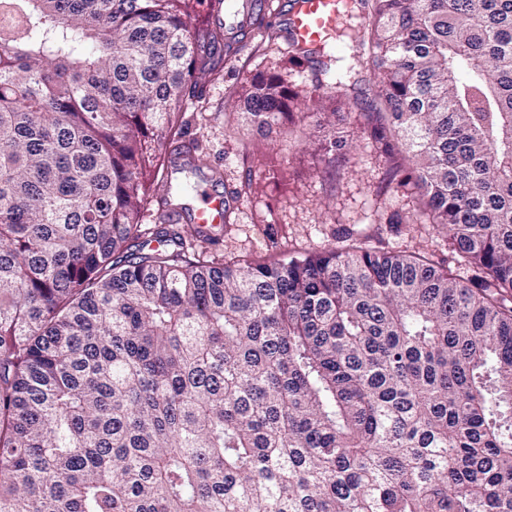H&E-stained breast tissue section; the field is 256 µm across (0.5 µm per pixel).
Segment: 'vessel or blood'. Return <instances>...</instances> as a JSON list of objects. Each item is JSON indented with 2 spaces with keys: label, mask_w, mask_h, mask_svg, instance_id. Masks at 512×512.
I'll use <instances>...</instances> for the list:
<instances>
[{
  "label": "vessel or blood",
  "mask_w": 512,
  "mask_h": 512,
  "mask_svg": "<svg viewBox=\"0 0 512 512\" xmlns=\"http://www.w3.org/2000/svg\"><path fill=\"white\" fill-rule=\"evenodd\" d=\"M338 0H286L287 8L276 19L284 39L302 46H318L333 39ZM257 0H239L237 10L224 21L230 43L249 35L258 21ZM193 220L198 224H220L229 200L205 183H197Z\"/></svg>",
  "instance_id": "obj_1"
}]
</instances>
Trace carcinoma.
I'll return each mask as SVG.
<instances>
[{"mask_svg": "<svg viewBox=\"0 0 512 512\" xmlns=\"http://www.w3.org/2000/svg\"><path fill=\"white\" fill-rule=\"evenodd\" d=\"M231 0H0V512H512V0H358L300 95L358 98L456 268L232 264L162 225L164 147ZM155 246H150L151 242Z\"/></svg>", "mask_w": 512, "mask_h": 512, "instance_id": "carcinoma-1", "label": "carcinoma"}]
</instances>
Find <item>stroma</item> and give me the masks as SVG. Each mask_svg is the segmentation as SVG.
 I'll return each mask as SVG.
<instances>
[{
	"label": "stroma",
	"instance_id": "35a3bbf8",
	"mask_svg": "<svg viewBox=\"0 0 512 512\" xmlns=\"http://www.w3.org/2000/svg\"><path fill=\"white\" fill-rule=\"evenodd\" d=\"M283 0H265V21L224 56L219 75H200V101L184 119L197 140L201 173L218 169L216 189L241 188L230 221L213 228L211 252L224 259L307 254L351 242L370 249L418 253L440 262L452 250L437 224H418L417 198L387 180L388 156L373 147L363 104L324 99L320 120L335 128L336 149L321 150L309 128H242L238 100L247 78L279 73L296 88L310 73L294 67L271 23Z\"/></svg>",
	"mask_w": 512,
	"mask_h": 512
}]
</instances>
